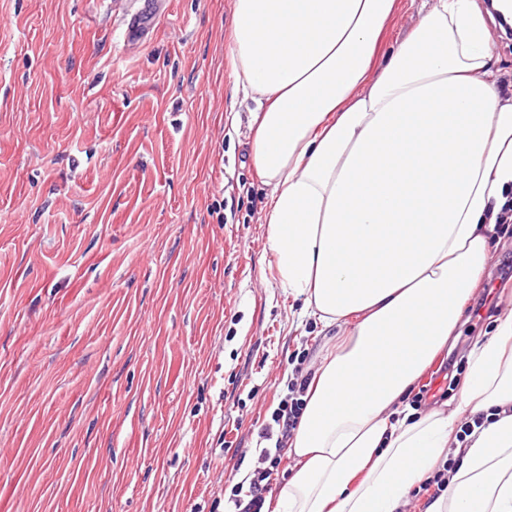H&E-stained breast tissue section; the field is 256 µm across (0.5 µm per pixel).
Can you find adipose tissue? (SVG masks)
<instances>
[{
  "instance_id": "1",
  "label": "adipose tissue",
  "mask_w": 512,
  "mask_h": 512,
  "mask_svg": "<svg viewBox=\"0 0 512 512\" xmlns=\"http://www.w3.org/2000/svg\"><path fill=\"white\" fill-rule=\"evenodd\" d=\"M396 0H233L235 94L274 192L281 287L322 329L273 512H398L448 455L427 512H512V308L468 356L450 412L403 401L454 335L512 201V93L477 0H432L369 71ZM493 413L451 448L456 431Z\"/></svg>"
}]
</instances>
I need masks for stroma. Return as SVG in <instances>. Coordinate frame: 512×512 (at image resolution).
<instances>
[{"instance_id":"obj_1","label":"stroma","mask_w":512,"mask_h":512,"mask_svg":"<svg viewBox=\"0 0 512 512\" xmlns=\"http://www.w3.org/2000/svg\"><path fill=\"white\" fill-rule=\"evenodd\" d=\"M232 0H0V512H231L328 342L281 288L230 111ZM397 0L374 67L412 31ZM512 307V235L421 383ZM164 0H144L143 5L129 15L125 28V42L139 44L154 27L160 16V5Z\"/></svg>"}]
</instances>
